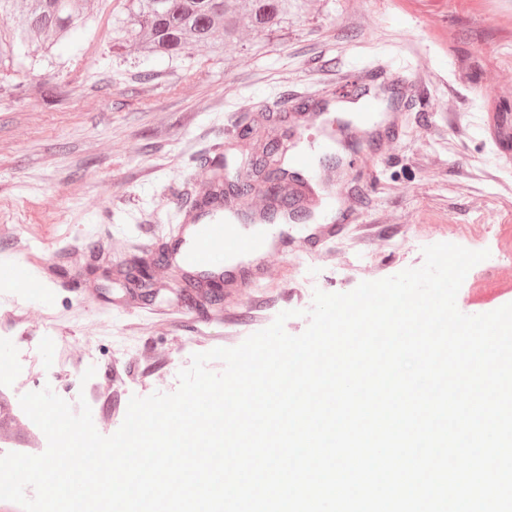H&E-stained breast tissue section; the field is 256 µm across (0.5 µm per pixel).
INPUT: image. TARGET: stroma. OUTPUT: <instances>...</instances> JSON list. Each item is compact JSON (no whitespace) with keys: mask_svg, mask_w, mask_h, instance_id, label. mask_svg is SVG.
I'll return each instance as SVG.
<instances>
[{"mask_svg":"<svg viewBox=\"0 0 512 512\" xmlns=\"http://www.w3.org/2000/svg\"><path fill=\"white\" fill-rule=\"evenodd\" d=\"M86 3L85 27L52 57L0 72V264L34 256L56 296L46 309L0 288V378L24 393L84 380L91 409L116 430L132 396L175 391L194 354L238 346L285 310L295 313L286 331L301 334L312 300L292 286L303 264L314 288L347 293L421 266L423 247L440 242L490 252L458 292L461 312L512 303V257L498 248L512 227V140L499 134L512 127V0H307L264 46L247 37L177 59L116 46L126 0ZM378 60L416 94L367 84L398 122L374 146L360 107L338 108L337 80ZM323 100L356 136L304 125L291 138L295 152L337 158L342 182L290 231L333 220L342 191L357 196L360 230L297 258L269 255L264 279L221 311L166 289L152 303L131 299L119 268L178 236L213 177V145L230 169L245 168L246 124L276 139L297 102ZM96 252L112 279L90 274Z\"/></svg>","mask_w":512,"mask_h":512,"instance_id":"35a3bbf8","label":"stroma"}]
</instances>
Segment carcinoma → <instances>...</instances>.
<instances>
[{
    "label": "carcinoma",
    "mask_w": 512,
    "mask_h": 512,
    "mask_svg": "<svg viewBox=\"0 0 512 512\" xmlns=\"http://www.w3.org/2000/svg\"><path fill=\"white\" fill-rule=\"evenodd\" d=\"M304 0H127L125 17L117 20L118 42L132 39L142 55L179 58L192 49H222L237 45L240 10L248 15L254 37L262 40L288 26V17L303 11ZM86 10L79 0H0V68L13 64L26 48L45 51L75 30ZM271 183L270 199L288 204L277 168L263 163ZM204 294L210 304L224 303L223 290L205 292L187 284L180 296Z\"/></svg>",
    "instance_id": "1"
}]
</instances>
